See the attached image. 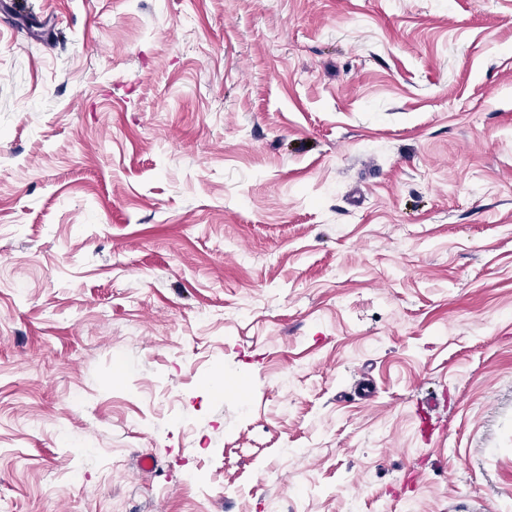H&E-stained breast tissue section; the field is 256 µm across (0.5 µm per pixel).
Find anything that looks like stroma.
I'll return each mask as SVG.
<instances>
[{
	"label": "stroma",
	"mask_w": 512,
	"mask_h": 512,
	"mask_svg": "<svg viewBox=\"0 0 512 512\" xmlns=\"http://www.w3.org/2000/svg\"><path fill=\"white\" fill-rule=\"evenodd\" d=\"M0 512H512V0H0Z\"/></svg>",
	"instance_id": "1"
}]
</instances>
